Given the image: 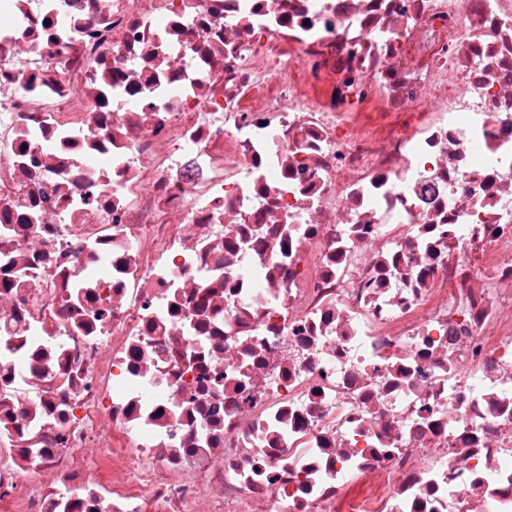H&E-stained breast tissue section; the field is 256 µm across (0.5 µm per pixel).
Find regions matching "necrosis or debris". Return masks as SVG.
<instances>
[{
    "label": "necrosis or debris",
    "mask_w": 512,
    "mask_h": 512,
    "mask_svg": "<svg viewBox=\"0 0 512 512\" xmlns=\"http://www.w3.org/2000/svg\"><path fill=\"white\" fill-rule=\"evenodd\" d=\"M0 512H512V0H0Z\"/></svg>",
    "instance_id": "obj_1"
}]
</instances>
